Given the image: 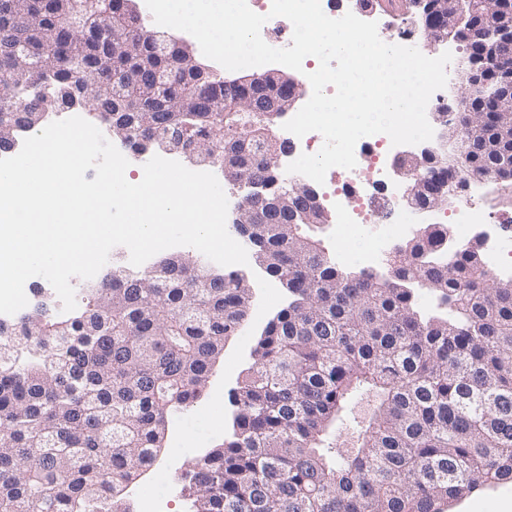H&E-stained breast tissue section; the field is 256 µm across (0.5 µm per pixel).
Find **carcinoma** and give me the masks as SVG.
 <instances>
[{
    "label": "carcinoma",
    "mask_w": 512,
    "mask_h": 512,
    "mask_svg": "<svg viewBox=\"0 0 512 512\" xmlns=\"http://www.w3.org/2000/svg\"><path fill=\"white\" fill-rule=\"evenodd\" d=\"M409 0L420 27H438V4ZM66 0H0V133L20 138L80 89L91 117L123 121L135 154L160 148L178 130L205 145L224 180L257 178L269 193L291 188L277 165L274 124L236 112H210L217 93L234 99L280 94L274 85L241 87L195 61L149 52L144 17L117 11L101 21L138 46L116 51L57 38ZM468 65L486 31L470 12L456 28ZM30 42L50 70L11 86L13 46ZM170 74L165 88L153 73ZM125 82L140 112L101 101ZM190 88L198 112H158V99ZM484 117L457 133L471 167L512 178V136L504 113L478 101ZM419 206L448 185L447 171L424 166ZM323 213L297 206L290 223L250 224L237 239L288 291L251 365L231 392L233 432L193 463L188 512H444L486 486L512 481V288H498L471 242L446 266L428 255L443 234L425 226L387 256L392 275L357 272L325 252ZM206 284L191 259L167 257L140 276L112 265L109 281L86 288L72 312L0 322V512H125L122 491L155 463L169 418L189 408L209 382L226 337L240 331L253 297L235 272ZM425 283L457 312L424 313Z\"/></svg>",
    "instance_id": "cac0c4a2"
}]
</instances>
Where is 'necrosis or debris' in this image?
Returning <instances> with one entry per match:
<instances>
[{
  "label": "necrosis or debris",
  "instance_id": "obj_1",
  "mask_svg": "<svg viewBox=\"0 0 512 512\" xmlns=\"http://www.w3.org/2000/svg\"><path fill=\"white\" fill-rule=\"evenodd\" d=\"M402 146L376 134L360 139L355 147L353 169L331 168L325 177L328 197L336 207V260L348 257L345 246L359 225L374 221L375 228L358 255L352 257L363 268L385 273V256L391 247L413 237L420 223L421 209L406 199L402 188L389 183L386 174L392 168ZM500 193L492 181L472 180L467 195L458 200L452 212L438 216L436 222L445 243L431 254L433 262L446 263L463 245L481 244V262L496 279L512 280V228L490 220V211Z\"/></svg>",
  "mask_w": 512,
  "mask_h": 512
}]
</instances>
